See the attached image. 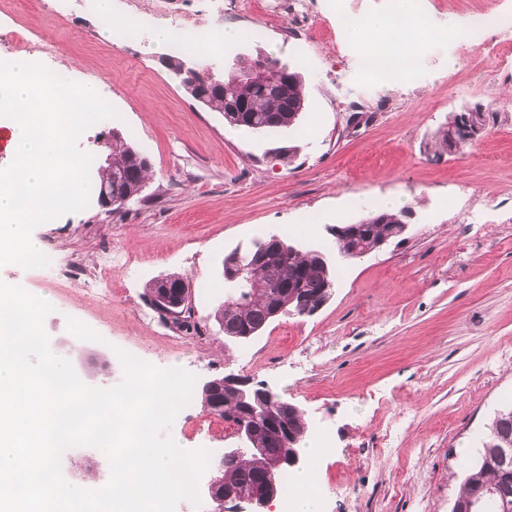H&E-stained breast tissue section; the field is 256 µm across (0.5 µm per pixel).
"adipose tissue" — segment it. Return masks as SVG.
<instances>
[{
	"mask_svg": "<svg viewBox=\"0 0 512 512\" xmlns=\"http://www.w3.org/2000/svg\"><path fill=\"white\" fill-rule=\"evenodd\" d=\"M348 42L363 61L374 60L380 42L389 40L397 55L415 59L430 40L444 37L421 9V0H394L392 15H368L348 19L343 26Z\"/></svg>",
	"mask_w": 512,
	"mask_h": 512,
	"instance_id": "ef3b65f1",
	"label": "adipose tissue"
}]
</instances>
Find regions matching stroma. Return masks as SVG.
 I'll use <instances>...</instances> for the list:
<instances>
[{
    "label": "stroma",
    "instance_id": "obj_1",
    "mask_svg": "<svg viewBox=\"0 0 512 512\" xmlns=\"http://www.w3.org/2000/svg\"><path fill=\"white\" fill-rule=\"evenodd\" d=\"M0 0V61L25 55L97 80L117 117L80 138L101 163L103 137L144 151L152 175L123 209L97 200L36 226L50 263L0 267V280L51 294L44 320L49 346L87 386L110 388L127 352L197 381L238 375L299 407L308 438L329 451L315 464L316 512H450L460 490L462 449L477 452L501 409L512 406V56L487 60L449 38L430 41L412 79L377 85L345 39L329 0H112V16L149 23L132 45L113 44L99 0ZM434 25L480 18L499 35L512 0H424ZM215 38L206 62L218 78L240 57L269 54L302 75L305 110L271 137L229 126L194 101L161 65L169 44L151 33L184 16ZM227 25L247 30L227 44ZM262 36H252L253 28ZM482 108L486 123L459 149L435 141L454 114ZM292 147L291 159L278 157ZM399 196L410 212L404 233L360 259L337 258L326 304L309 316L270 322L258 336L229 340L214 319L224 299L225 254L271 235L322 244L329 231L371 214L354 196ZM129 256L113 267L108 292L91 288L101 251ZM86 268L66 282L62 262ZM177 274L189 281L201 335L178 336L146 301L147 283ZM170 434L219 457L233 428L192 398ZM66 481L104 486L109 460L96 448H70Z\"/></svg>",
    "mask_w": 512,
    "mask_h": 512
}]
</instances>
